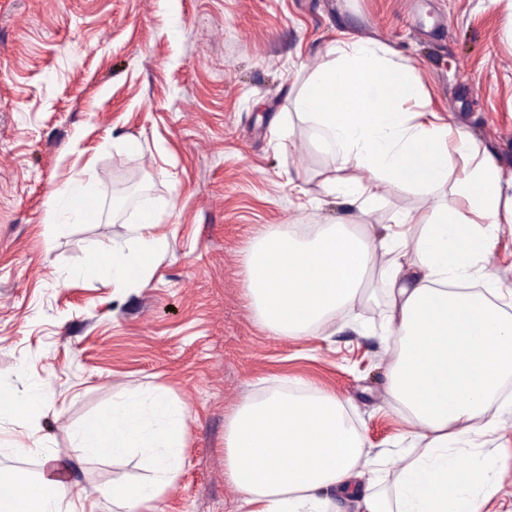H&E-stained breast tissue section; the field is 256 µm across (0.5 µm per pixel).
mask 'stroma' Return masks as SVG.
<instances>
[{
    "label": "stroma",
    "instance_id": "stroma-1",
    "mask_svg": "<svg viewBox=\"0 0 512 512\" xmlns=\"http://www.w3.org/2000/svg\"><path fill=\"white\" fill-rule=\"evenodd\" d=\"M342 31L409 58L431 108L512 174L505 0H0V395L37 389L47 405L0 425V443L49 437L68 465L63 502L119 512L99 487L147 478L135 455L79 460L67 435L140 387L188 409L185 465L153 512H239L228 421L294 378L349 399L370 457L389 476L403 466L378 266L352 313L298 337L270 335L244 290L263 227L311 237L345 222L367 236L398 209L467 205L453 150L430 194L396 190L362 215L328 193L336 160L294 101ZM76 184L93 222L49 213ZM145 209L164 244L113 285L107 258L131 247ZM485 271L512 289V225ZM500 419L479 451L504 470L496 508L512 512V413Z\"/></svg>",
    "mask_w": 512,
    "mask_h": 512
}]
</instances>
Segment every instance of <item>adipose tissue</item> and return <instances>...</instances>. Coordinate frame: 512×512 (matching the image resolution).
Listing matches in <instances>:
<instances>
[{"mask_svg": "<svg viewBox=\"0 0 512 512\" xmlns=\"http://www.w3.org/2000/svg\"><path fill=\"white\" fill-rule=\"evenodd\" d=\"M329 52L332 61L313 72L295 102L336 158L326 189L364 214L395 189L430 193L448 180L451 135L468 160L460 181L468 205L397 211L384 234L369 239L337 225L310 240L287 225L270 226L248 260L247 296L264 329L298 336L352 310L368 264H377L384 328L398 342L390 397L407 412L408 437L422 449L383 484L347 400L306 383L301 392H273L238 407L224 439L226 475L244 512H327L333 489L361 498L365 512H491L501 490L490 477L497 464L474 448L500 428L492 409L501 378L512 374V314L459 285L482 277L501 224L512 223V176L467 133L438 123L432 109H413L421 83L409 59L347 35ZM359 169L366 178L356 177ZM413 224L419 235L409 234ZM135 230L134 248L113 249L108 260L114 283L146 272L161 245L152 217ZM186 415L165 389L134 390L69 436L84 459L138 455L149 479L101 492L125 512H145L184 466ZM34 451L46 466L36 479L0 469L7 493L0 512H60V457L45 442Z\"/></svg>", "mask_w": 512, "mask_h": 512, "instance_id": "ef3b65f1", "label": "adipose tissue"}]
</instances>
